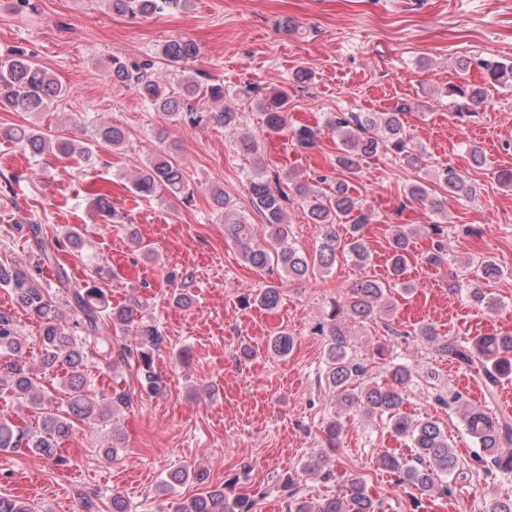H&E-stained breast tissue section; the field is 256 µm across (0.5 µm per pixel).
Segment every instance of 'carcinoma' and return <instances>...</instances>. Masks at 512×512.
I'll use <instances>...</instances> for the list:
<instances>
[{
    "label": "carcinoma",
    "mask_w": 512,
    "mask_h": 512,
    "mask_svg": "<svg viewBox=\"0 0 512 512\" xmlns=\"http://www.w3.org/2000/svg\"><path fill=\"white\" fill-rule=\"evenodd\" d=\"M118 13L139 15L160 14L178 5V0H108ZM197 44L188 38L166 41L158 58L170 63H187L197 57ZM156 61L152 56L141 59L112 57L109 75L112 82L134 90L143 103L162 113L170 121L193 127L220 125L232 130L240 121L238 113L224 108L204 110L200 102L224 100V84L211 75L198 72L187 78L177 79V88L167 89L154 77ZM483 69L489 83H512V63L485 62ZM63 88L47 69L33 61L25 49L13 47L0 54V109L39 113L46 111L60 97ZM448 96H459L467 105L483 102V88L471 86L465 90L452 88ZM288 90L280 89L262 103L266 132L288 130ZM407 111L401 105L392 112H358L347 117L336 116L329 124L338 132L341 144L336 155V167L341 172L354 175L363 158L383 149L396 154L406 152L403 138L402 116ZM296 144L307 149L314 146L315 132L308 127L291 131ZM127 140L125 131L115 125L100 124L95 128L94 142L101 147L118 150ZM0 141L12 143L36 156L58 153L73 157L87 164L96 162L97 152L87 142L79 139L53 138L36 126L17 124L0 125ZM435 183L442 193H437L427 182H416L408 187V197L425 204L435 213L443 211L447 198H468L471 185L453 167L447 166L435 173ZM253 205L265 216L267 238L257 239L255 225L232 209L224 190L211 191L214 209L224 216L225 232L235 242L245 262L258 269L274 266L290 280H302L317 272H326L336 261L338 235L336 226L349 225L350 242L348 257L359 265L369 261V254L362 242L360 231L368 223L363 204L350 193L347 181L339 180L333 192L327 194L318 187L293 180L291 173L270 178L256 168L249 179ZM132 189L142 197L155 195L190 201L194 189L189 175L168 153L150 159L132 181ZM304 199L308 217L322 228L315 254L309 256L291 242V229L286 220L283 201L288 191ZM15 234L34 240L39 253L37 260L28 264H15L0 260V289L12 294L27 315L40 327L39 343L42 363L46 367L59 366L62 370L61 386L65 400L58 401L54 394L39 388L33 373L20 354L23 340L16 322L0 309V353L7 352L15 359L0 360V391L26 402L37 410L41 420L38 429L31 430L0 420V450L33 449L54 458L58 439L66 436L73 426L91 421L99 412L111 417L123 413L132 404L133 393L123 386L114 387L104 395L105 408L89 396L92 380L88 367L105 361L117 368L135 364L140 374L141 393L156 397L166 385L154 369L153 355L164 343V336L154 320L138 313L139 303L132 299L124 305H112L103 289L85 281L70 283L66 270L59 263V254L81 246L78 232L67 231L53 239V245H44L42 224L29 220L13 227ZM410 233L397 229L389 240L393 286L410 294L415 290L406 279ZM56 271L63 291L53 294L40 284L43 269ZM499 267L484 261L478 265L472 279L467 281L466 294L471 303L492 311L495 302L487 299L481 282L498 278ZM382 283L366 279L355 284L351 295L342 302H333L327 312V333L330 336L326 357V380L336 394V405L345 414L363 412L384 420L391 432L411 444V455L406 458L384 452L378 465L393 475L400 483H410L419 490L446 496L451 493L448 477L458 468V458L448 442V433L433 420H414L406 416L401 407L403 391L413 381V371L406 364L392 366L388 382L361 385L367 374L366 365L349 353L346 319L364 322L393 310L385 297ZM281 299L280 288L267 285L259 292L242 297L243 305H258L273 309ZM69 311V321L61 320L62 309ZM414 335L430 343L435 354L456 363L459 367L476 373L481 378L485 393L492 399L501 380L512 375V335L485 334L471 341L450 340L437 333L430 325L413 330ZM130 335L133 345L120 344L117 337ZM294 340L280 332L270 343L272 352L285 356L293 349ZM469 435L479 445L476 462L486 472L512 475V415L489 412L477 405H467L462 414ZM341 432L338 419L331 418L323 427L326 447L333 449ZM194 479L204 486V492L190 500L180 502L175 512H254L255 501L244 495L230 497L222 488L206 485L207 476L201 469L181 468L168 473L158 485L159 493L166 495L175 485ZM288 512H377L378 506L367 493L361 478L349 480L340 494L317 502L291 493L286 503ZM0 512H35L23 500L0 497Z\"/></svg>",
    "instance_id": "obj_1"
}]
</instances>
